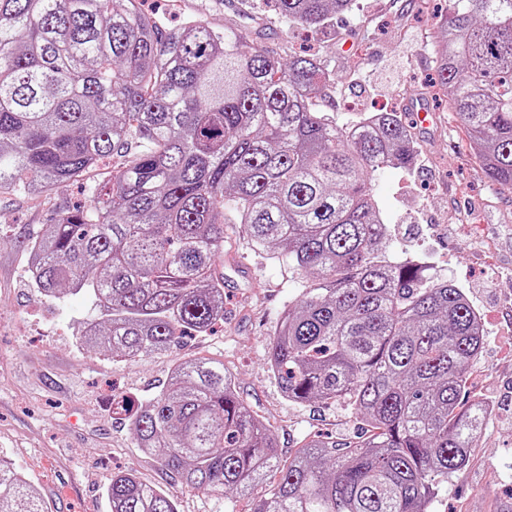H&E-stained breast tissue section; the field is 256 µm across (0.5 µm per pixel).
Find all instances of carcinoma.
<instances>
[{
	"mask_svg": "<svg viewBox=\"0 0 512 512\" xmlns=\"http://www.w3.org/2000/svg\"><path fill=\"white\" fill-rule=\"evenodd\" d=\"M141 0H0V197H39L84 181L29 250L32 285L53 301L85 293L101 319L80 347L121 361L169 350L224 319V225L306 278L272 331L268 365L288 400L343 404L363 438L306 441L280 461L267 423L224 365L172 369L137 407L114 402L137 446L194 492L266 494L250 512H427L467 469L493 407L461 406L484 329L463 290L389 255L373 194L409 167L402 111L347 127L315 109L334 74L315 54L272 55L204 0L170 27ZM356 0H258L313 32ZM436 85L488 181L512 189V0H448L433 42ZM106 178L84 177L111 156ZM109 512H177L132 471L104 489ZM0 512H47L0 467Z\"/></svg>",
	"mask_w": 512,
	"mask_h": 512,
	"instance_id": "carcinoma-1",
	"label": "carcinoma"
}]
</instances>
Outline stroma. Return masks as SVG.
<instances>
[{"instance_id": "stroma-1", "label": "stroma", "mask_w": 512, "mask_h": 512, "mask_svg": "<svg viewBox=\"0 0 512 512\" xmlns=\"http://www.w3.org/2000/svg\"><path fill=\"white\" fill-rule=\"evenodd\" d=\"M240 0H224L220 18L262 33V43L285 57L315 48L341 81L319 97V111L337 124L357 113L408 109L421 97L433 124L415 130L410 168L385 169L374 195L389 224L395 257L416 255L431 274L462 288L485 330L480 357L468 369L463 403L494 407L464 474L443 484L430 512H501L512 503V190L484 179L467 135L444 97L428 82L434 67L435 24L446 0H358L325 34L283 31L276 16L255 17ZM79 186L32 201L0 198V457L38 489L51 512H108L102 488L119 470L134 471L177 500L179 512H247L249 501L184 489L155 458L137 447L112 408L117 396L153 397L178 363H223L242 400L269 424L281 459L315 435L345 442L363 432L345 406L297 404L283 395L267 362L270 333L302 280L276 262L254 256L234 225L224 234V322L170 350L131 362L82 349L80 322L99 313L84 295L50 302L30 286V254L19 242L62 211L82 205Z\"/></svg>"}]
</instances>
